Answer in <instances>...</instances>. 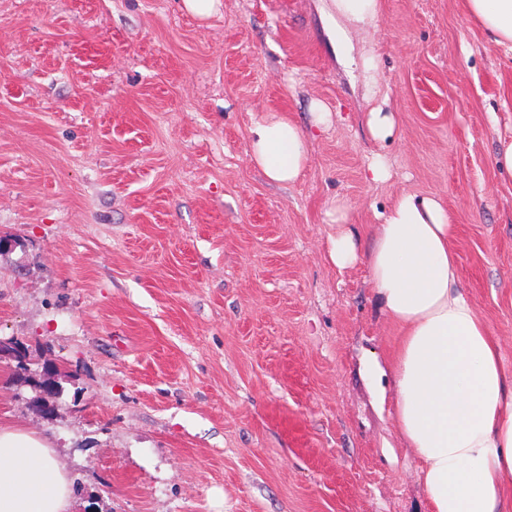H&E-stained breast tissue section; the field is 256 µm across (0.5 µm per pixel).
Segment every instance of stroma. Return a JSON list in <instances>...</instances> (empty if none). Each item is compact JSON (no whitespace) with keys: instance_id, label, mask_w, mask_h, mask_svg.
<instances>
[{"instance_id":"stroma-1","label":"stroma","mask_w":512,"mask_h":512,"mask_svg":"<svg viewBox=\"0 0 512 512\" xmlns=\"http://www.w3.org/2000/svg\"><path fill=\"white\" fill-rule=\"evenodd\" d=\"M381 2L369 74L337 59L321 0L206 19L183 0H0V339L26 348L23 371L0 360V418L51 440L73 512H428L366 371L398 330L329 239L369 249L399 192L439 196L512 372V56L463 0ZM271 112L308 135L288 186L250 160ZM335 197L347 224L325 217ZM369 130L376 140L385 141L395 133L396 123L392 112H384L381 106L369 112Z\"/></svg>"}]
</instances>
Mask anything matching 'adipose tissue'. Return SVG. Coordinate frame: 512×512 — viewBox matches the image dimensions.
<instances>
[{"mask_svg": "<svg viewBox=\"0 0 512 512\" xmlns=\"http://www.w3.org/2000/svg\"><path fill=\"white\" fill-rule=\"evenodd\" d=\"M464 10L512 53V0H464ZM380 0H328L337 55L351 61L352 31L376 20ZM250 154L271 182L288 185L309 161L302 128L271 113L250 130ZM368 251L353 233L329 241L344 268L365 262L384 314L396 325L393 420L413 449L430 512H512V372L464 292L451 246L453 220L440 200L398 194ZM71 480L48 438L0 426V512H72Z\"/></svg>", "mask_w": 512, "mask_h": 512, "instance_id": "adipose-tissue-1", "label": "adipose tissue"}]
</instances>
